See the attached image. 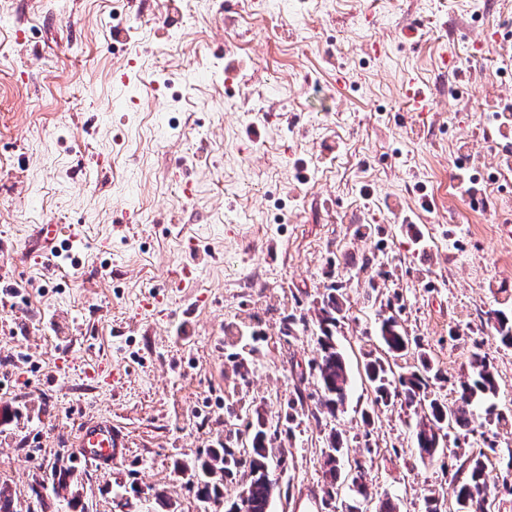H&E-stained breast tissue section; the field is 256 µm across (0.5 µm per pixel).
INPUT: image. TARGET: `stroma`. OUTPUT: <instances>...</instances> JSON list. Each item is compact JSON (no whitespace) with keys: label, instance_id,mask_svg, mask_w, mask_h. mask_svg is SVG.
Returning a JSON list of instances; mask_svg holds the SVG:
<instances>
[{"label":"stroma","instance_id":"1","mask_svg":"<svg viewBox=\"0 0 512 512\" xmlns=\"http://www.w3.org/2000/svg\"><path fill=\"white\" fill-rule=\"evenodd\" d=\"M512 0H0V488L16 512H197L179 467L258 423L284 449L270 512L324 495L331 430L373 500L425 512L452 453L420 458L414 411L373 405L361 365L395 317L450 402L485 355L494 512H512ZM430 98L412 111L409 86ZM59 225L57 273L39 229ZM17 286V294L6 286ZM344 297L349 368L321 397L318 314ZM371 424H364L362 411ZM111 417L103 470L75 433ZM71 466L66 495L51 471ZM43 485V500L32 486ZM125 445L123 431L112 424L111 418H90L77 429L75 447L78 453L100 466L112 465V461L124 453Z\"/></svg>","mask_w":512,"mask_h":512}]
</instances>
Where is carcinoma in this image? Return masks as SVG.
<instances>
[{
  "mask_svg": "<svg viewBox=\"0 0 512 512\" xmlns=\"http://www.w3.org/2000/svg\"><path fill=\"white\" fill-rule=\"evenodd\" d=\"M342 312L341 298L336 296V289L331 288L323 299L319 320L320 336L317 338L319 361L317 369L322 389V396L317 410L323 415L337 417L338 411L344 406L348 391V370L342 353L336 348L333 339V328L336 327L337 315ZM500 341L512 346V323L505 313L495 315ZM381 337L387 353L393 359L402 358L409 352L411 340L390 316L381 327ZM471 375L460 383L458 397L450 404L428 396V386L435 378L438 370L431 361L421 355L419 364L414 369L395 374L391 366L379 358H368L364 364L367 380L373 387L375 398L373 404L386 405L398 400L407 407L427 408L424 416L416 424L415 441L419 453L429 458L444 451L448 428L457 427L465 432L471 431L475 423L473 405L476 400L493 396L497 392V381L490 363L480 355L472 356ZM267 433L264 429H256L250 439V447L244 449L246 458H238L229 448H214L205 458H198L190 464L180 466L182 473L188 475V482L195 488L196 500L201 504L218 505L223 498V483L211 478L214 469L230 474L243 464H248L249 480L244 485L245 512H269V504L273 497L276 481L266 473L271 464L273 449L267 447ZM342 455V442L336 431L328 437V448L324 452V478L328 485L326 494L333 497L345 479H350L357 493L362 498L369 497L365 468L356 463L353 473H348L336 465V458ZM478 455L458 457L457 469L453 476L452 488L455 498L456 512H473L469 488L482 486L489 488L482 457Z\"/></svg>",
  "mask_w": 512,
  "mask_h": 512,
  "instance_id": "carcinoma-1",
  "label": "carcinoma"
}]
</instances>
